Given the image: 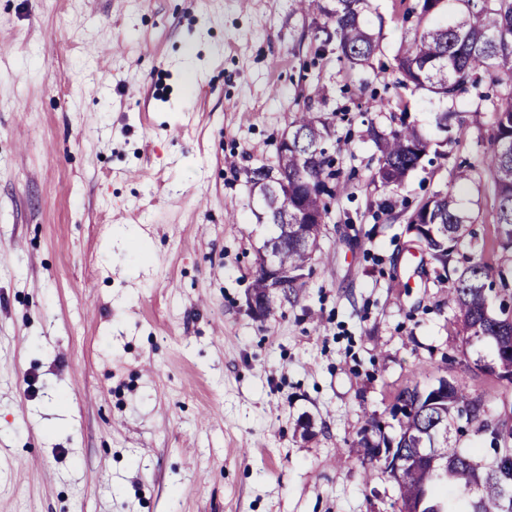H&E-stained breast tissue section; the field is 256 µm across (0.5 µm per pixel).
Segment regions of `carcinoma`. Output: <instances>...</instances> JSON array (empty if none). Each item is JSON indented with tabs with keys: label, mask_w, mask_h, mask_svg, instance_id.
Returning a JSON list of instances; mask_svg holds the SVG:
<instances>
[{
	"label": "carcinoma",
	"mask_w": 512,
	"mask_h": 512,
	"mask_svg": "<svg viewBox=\"0 0 512 512\" xmlns=\"http://www.w3.org/2000/svg\"><path fill=\"white\" fill-rule=\"evenodd\" d=\"M405 18H415L404 45L394 57L398 85L424 91L429 100L456 104L483 83L512 89V0H400ZM302 12L318 14L334 25L325 42L336 40L340 59L351 69L371 65L378 48L372 27V0H295ZM476 111L492 113L490 151L480 161L492 184L496 205L493 245L502 254L499 267L485 260L486 240H478L469 225L472 213L463 205L462 191L474 182L476 166L456 171L451 186L414 208L406 224H422L425 244L436 263L437 278L448 282V307L470 346L493 344L496 367L512 369V96L504 100L487 92L478 95ZM435 129L464 134L466 119L456 109L432 113ZM334 120L316 112H301L288 130V151L278 149L276 175L259 167L251 171L249 193L256 200L261 224L274 226L267 240L277 262L288 269L286 289L302 286L303 271L320 246L328 209L324 197L333 194L328 182L338 178L326 143ZM379 152L373 180L387 189L403 184L429 150L440 156L443 143L430 137L402 112L390 131L371 128ZM409 396L397 419L396 437L382 432L363 434V462L379 464L374 449L395 447L410 457L415 448H433L448 470L430 476L412 466L396 481L399 512H408L422 483L442 512H506L505 490H512V430L483 395L448 381V399L431 401L425 389L402 390ZM488 434L501 451L488 454L471 444L469 435Z\"/></svg>",
	"instance_id": "1"
}]
</instances>
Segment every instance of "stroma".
<instances>
[{"mask_svg":"<svg viewBox=\"0 0 512 512\" xmlns=\"http://www.w3.org/2000/svg\"><path fill=\"white\" fill-rule=\"evenodd\" d=\"M371 20L382 53L351 69L293 0H0V512H397L358 441L396 435L402 389L512 403L406 224L492 116L374 184L368 126L438 106L394 87L399 0ZM305 107L337 116L340 186L302 288L258 319L247 180ZM464 198L493 239L489 181Z\"/></svg>","mask_w":512,"mask_h":512,"instance_id":"1","label":"stroma"}]
</instances>
